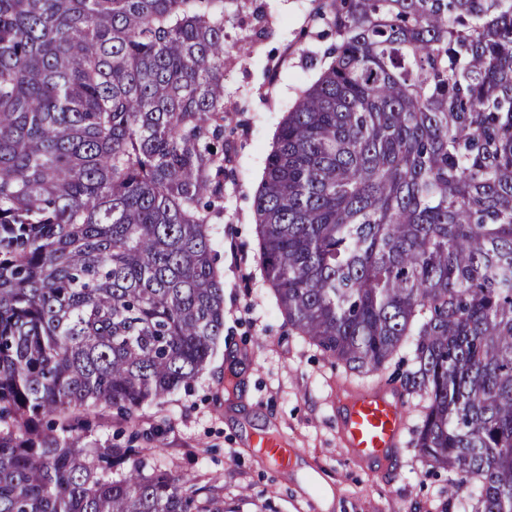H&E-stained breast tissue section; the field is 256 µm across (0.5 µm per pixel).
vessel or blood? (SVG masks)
Returning <instances> with one entry per match:
<instances>
[{"mask_svg":"<svg viewBox=\"0 0 512 512\" xmlns=\"http://www.w3.org/2000/svg\"><path fill=\"white\" fill-rule=\"evenodd\" d=\"M337 422L351 452L365 461H381L400 445L405 424L402 397L385 390H369L339 400ZM254 445L278 469L287 468L291 451L274 437L255 439Z\"/></svg>","mask_w":512,"mask_h":512,"instance_id":"b4317fda","label":"vessel or blood"}]
</instances>
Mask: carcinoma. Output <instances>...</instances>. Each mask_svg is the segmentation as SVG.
Returning a JSON list of instances; mask_svg holds the SVG:
<instances>
[{
    "instance_id": "carcinoma-1",
    "label": "carcinoma",
    "mask_w": 512,
    "mask_h": 512,
    "mask_svg": "<svg viewBox=\"0 0 512 512\" xmlns=\"http://www.w3.org/2000/svg\"><path fill=\"white\" fill-rule=\"evenodd\" d=\"M235 0H0V512H238L85 441L224 335ZM339 43L277 123L254 214L288 328L377 375L407 343L414 447L512 512V0H325Z\"/></svg>"
}]
</instances>
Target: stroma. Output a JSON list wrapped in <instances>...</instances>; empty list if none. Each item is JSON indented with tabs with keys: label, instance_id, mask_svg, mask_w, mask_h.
Here are the masks:
<instances>
[{
	"label": "stroma",
	"instance_id": "35a3bbf8",
	"mask_svg": "<svg viewBox=\"0 0 512 512\" xmlns=\"http://www.w3.org/2000/svg\"><path fill=\"white\" fill-rule=\"evenodd\" d=\"M323 0H246L230 41L244 54L224 57V144L232 162L224 178V221L214 225L216 264L224 275V338L206 370L187 386L139 413L128 427L99 407L91 436L106 447L140 448L146 461L215 481L243 512H462L469 489L446 471L421 463L413 444L418 423L408 411L401 445L385 464L367 463L345 448L336 423V391L368 390L388 375L356 377L332 366L290 331L264 283L257 259L254 195L272 135L300 81L320 71L330 45L317 13ZM265 5L267 22L254 35L250 10ZM272 433L295 455L288 471L273 468L248 445ZM334 494L322 510L325 491Z\"/></svg>",
	"mask_w": 512,
	"mask_h": 512
}]
</instances>
